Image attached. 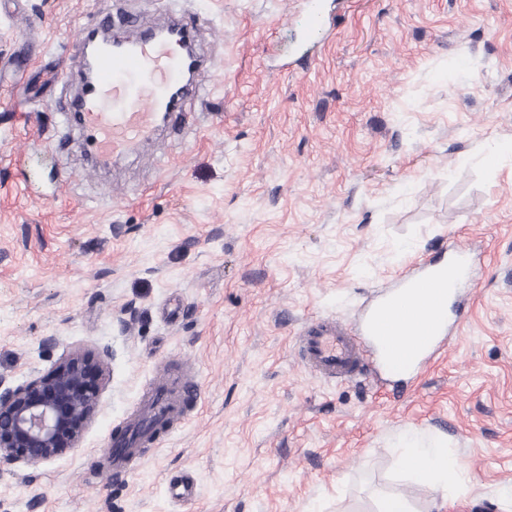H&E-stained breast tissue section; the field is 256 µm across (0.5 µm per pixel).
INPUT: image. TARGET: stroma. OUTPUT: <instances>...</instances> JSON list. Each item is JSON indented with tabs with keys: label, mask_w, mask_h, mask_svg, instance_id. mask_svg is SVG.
Wrapping results in <instances>:
<instances>
[{
	"label": "stroma",
	"mask_w": 512,
	"mask_h": 512,
	"mask_svg": "<svg viewBox=\"0 0 512 512\" xmlns=\"http://www.w3.org/2000/svg\"><path fill=\"white\" fill-rule=\"evenodd\" d=\"M182 10L212 69L195 122L95 164L58 101L78 31L114 0H0V380L101 353L76 448L0 465V512H498L512 484V0H124ZM169 165L158 170L155 158ZM485 251L458 336L402 399L298 361L302 324L358 322L381 288L451 244ZM200 396L116 476L105 447L160 374ZM447 436L470 472L441 501L394 442ZM191 478L194 497L170 488Z\"/></svg>",
	"instance_id": "stroma-1"
}]
</instances>
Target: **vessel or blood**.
Listing matches in <instances>:
<instances>
[{
	"label": "vessel or blood",
	"mask_w": 512,
	"mask_h": 512,
	"mask_svg": "<svg viewBox=\"0 0 512 512\" xmlns=\"http://www.w3.org/2000/svg\"><path fill=\"white\" fill-rule=\"evenodd\" d=\"M197 32V21L181 15L166 38H156L146 27L130 48L108 46L100 51L91 87L63 105L82 132L80 148L91 152L95 162L134 150L152 135L160 113L184 115L183 106H170L169 94L181 84L186 69L198 74L205 69L203 58L187 57L184 51L186 41ZM409 293L415 297L416 314L428 313L432 319L415 335L402 336L398 329L407 317L404 302ZM455 298V289L441 286L437 262L419 263L402 271L394 289L379 291L376 304L357 327L328 317L306 323L297 337V357L309 372L335 383L375 381L382 353L395 355L404 347L415 357L416 368H423L458 329L461 317ZM197 395L192 381L160 375L132 423H154L166 429L182 417L185 402ZM151 441L146 435L132 448L114 445V474L133 471L142 447Z\"/></svg>",
	"instance_id": "obj_1"
}]
</instances>
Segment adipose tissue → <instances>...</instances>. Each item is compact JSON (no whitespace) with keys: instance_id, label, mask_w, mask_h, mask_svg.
<instances>
[{"instance_id":"obj_1","label":"adipose tissue","mask_w":512,"mask_h":512,"mask_svg":"<svg viewBox=\"0 0 512 512\" xmlns=\"http://www.w3.org/2000/svg\"><path fill=\"white\" fill-rule=\"evenodd\" d=\"M401 445V468L415 479L429 482L440 498H448L466 487L468 472L456 459L449 457L446 440L426 443L415 434L407 433Z\"/></svg>"}]
</instances>
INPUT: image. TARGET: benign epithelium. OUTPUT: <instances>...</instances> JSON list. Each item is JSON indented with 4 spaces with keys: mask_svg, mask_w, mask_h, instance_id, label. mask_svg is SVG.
<instances>
[{
    "mask_svg": "<svg viewBox=\"0 0 512 512\" xmlns=\"http://www.w3.org/2000/svg\"><path fill=\"white\" fill-rule=\"evenodd\" d=\"M94 358L75 352L48 373L0 390V461L36 467L76 447L98 411Z\"/></svg>",
    "mask_w": 512,
    "mask_h": 512,
    "instance_id": "obj_1",
    "label": "benign epithelium"
}]
</instances>
